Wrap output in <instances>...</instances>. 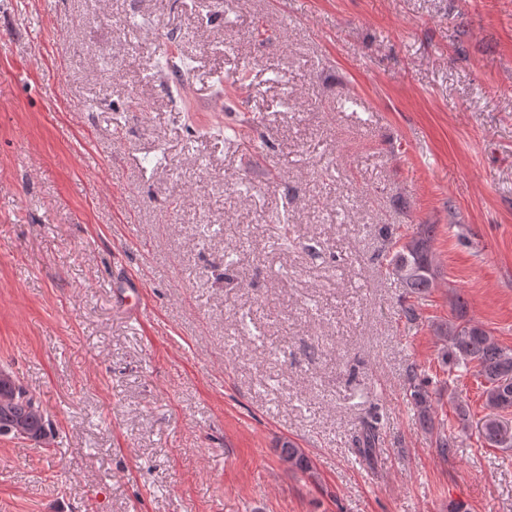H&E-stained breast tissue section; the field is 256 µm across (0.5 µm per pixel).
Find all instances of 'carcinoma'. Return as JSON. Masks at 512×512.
Masks as SVG:
<instances>
[{"mask_svg": "<svg viewBox=\"0 0 512 512\" xmlns=\"http://www.w3.org/2000/svg\"><path fill=\"white\" fill-rule=\"evenodd\" d=\"M433 227L421 224L390 258L392 273L401 281L408 294L422 298L435 287L437 270L432 253ZM437 335L446 343L443 363L448 366V380L454 381L459 372L473 368L483 377V397L489 413L481 419L482 438L493 448H512V425L504 421L512 413V350L496 344L482 327L465 319L464 303L457 306L455 317L436 326ZM410 397L418 407L422 426H433L431 395L420 380L416 368L407 377ZM13 401L0 407V435L8 436L23 425L30 432L44 433L49 428L46 413L39 411L40 402L18 379L0 381V394ZM379 433V421L366 423L357 439L364 457L373 453ZM279 456L288 465L303 473L312 472L310 458L291 440L279 442Z\"/></svg>", "mask_w": 512, "mask_h": 512, "instance_id": "cac0c4a2", "label": "carcinoma"}]
</instances>
